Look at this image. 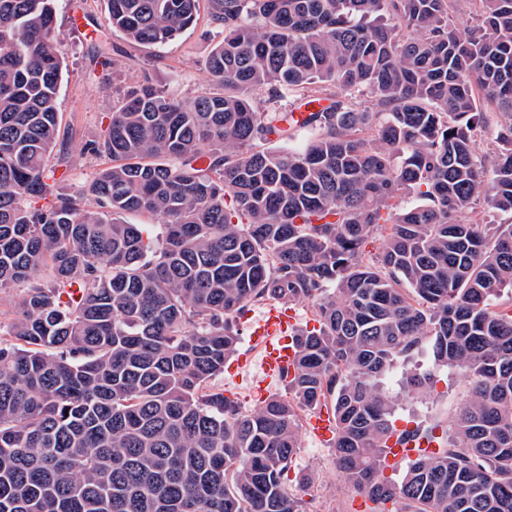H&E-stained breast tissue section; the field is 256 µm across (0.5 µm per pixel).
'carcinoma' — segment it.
<instances>
[{"instance_id": "carcinoma-1", "label": "carcinoma", "mask_w": 512, "mask_h": 512, "mask_svg": "<svg viewBox=\"0 0 512 512\" xmlns=\"http://www.w3.org/2000/svg\"><path fill=\"white\" fill-rule=\"evenodd\" d=\"M104 2L141 46L204 19L214 90L128 91L88 145L111 164L68 192L53 0H0V293L24 285L0 322V512H304L298 406L332 412L370 512H512V222L461 220L512 216V0H473L464 32L457 0ZM265 301L317 325L291 397L246 411L212 381ZM424 348L469 382L450 436L393 422L383 379ZM395 433L436 443L398 480Z\"/></svg>"}]
</instances>
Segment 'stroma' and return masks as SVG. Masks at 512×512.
Returning a JSON list of instances; mask_svg holds the SVG:
<instances>
[{"label": "stroma", "mask_w": 512, "mask_h": 512, "mask_svg": "<svg viewBox=\"0 0 512 512\" xmlns=\"http://www.w3.org/2000/svg\"><path fill=\"white\" fill-rule=\"evenodd\" d=\"M74 3L75 0L55 2L60 32L55 49L63 61L64 73L57 98L62 128L53 155L65 161L69 183L77 187L89 184L106 167V158L88 151L87 145L104 135L113 107L128 90L147 82L188 103L211 91L205 63L217 38L201 23L164 46L148 48L129 43L120 32L107 28L102 40L111 48L114 64L107 70L94 72L90 69V37L73 29L70 23ZM265 311V305L252 306L236 325V354L253 357V364L224 373L215 380L225 396L244 410L258 405L253 388L262 377L255 362L260 352L250 344L249 335L251 325ZM412 371L433 373L436 384L429 393L414 394L403 387V377ZM384 384L396 399L397 418L425 423L437 421L447 431L451 430L454 413L468 390L452 369L436 366L427 349L411 360L397 363ZM311 416L308 409L299 413L301 446L295 467L289 473L291 494L303 501L306 512H364L363 498L337 473L331 448L310 435L307 424Z\"/></svg>", "instance_id": "obj_1"}]
</instances>
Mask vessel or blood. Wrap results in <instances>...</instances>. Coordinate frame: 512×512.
Wrapping results in <instances>:
<instances>
[{
    "instance_id": "vessel-or-blood-1",
    "label": "vessel or blood",
    "mask_w": 512,
    "mask_h": 512,
    "mask_svg": "<svg viewBox=\"0 0 512 512\" xmlns=\"http://www.w3.org/2000/svg\"><path fill=\"white\" fill-rule=\"evenodd\" d=\"M294 323L291 310L272 307L254 325L251 339L261 352L259 366L265 377L279 376L283 369L292 367L296 353Z\"/></svg>"
}]
</instances>
